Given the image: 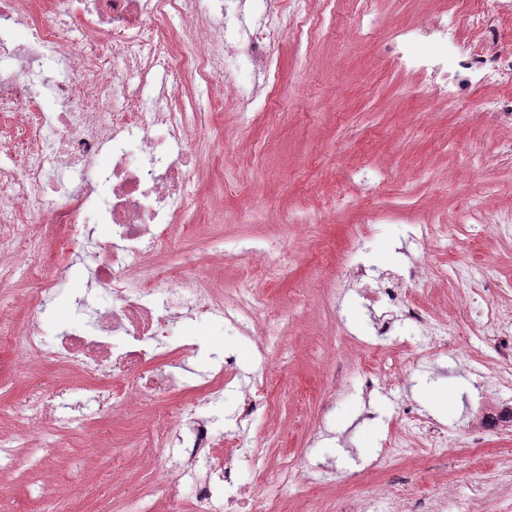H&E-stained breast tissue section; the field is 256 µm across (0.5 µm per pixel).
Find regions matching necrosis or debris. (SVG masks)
Returning a JSON list of instances; mask_svg holds the SVG:
<instances>
[{
    "label": "necrosis or debris",
    "mask_w": 512,
    "mask_h": 512,
    "mask_svg": "<svg viewBox=\"0 0 512 512\" xmlns=\"http://www.w3.org/2000/svg\"><path fill=\"white\" fill-rule=\"evenodd\" d=\"M235 0L212 12L206 0H0V113L8 137L0 140V286L11 268L36 270L25 295L37 314L14 327L0 306V334L12 336V375L26 379L11 407L12 430L0 429V471L13 468L18 449L50 428L59 441L47 455L64 460L74 426L124 419L145 403L181 397V404L152 427L159 464L147 467L124 493L123 512H145L157 492L174 508L195 512H280L271 497L253 502L224 460V424L213 411L238 375L236 360L218 359L210 376L195 380L188 362L199 347L181 341L182 320L202 321L243 312L251 326L268 318L253 288L225 298L199 274L161 271L154 258L186 213L185 189L203 166L193 144L185 78L203 82L209 109L234 100L248 111L253 96L226 83L224 69L238 63L269 69L283 33L288 0L266 9V25L232 44L216 16L232 20ZM504 6L454 0L450 24L419 23L390 39L402 68L440 80L449 101L473 84L512 83V52L499 47ZM182 21L169 27L168 17ZM465 25L474 40L455 68L411 51L413 42ZM27 38H19L20 30ZM170 81L153 87L157 71ZM110 155L101 166L102 155ZM58 224L61 236L31 240V224ZM110 228L106 243L92 225ZM90 261L92 279L111 302L85 320L49 328L43 322L63 289L75 250ZM425 267L415 261L378 288L377 300L398 307L431 344L448 337V323L411 303L402 290ZM43 370L77 373L52 388L32 382Z\"/></svg>",
    "instance_id": "4bbe7bcc"
}]
</instances>
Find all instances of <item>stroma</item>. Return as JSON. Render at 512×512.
Wrapping results in <instances>:
<instances>
[{"label":"stroma","instance_id":"stroma-1","mask_svg":"<svg viewBox=\"0 0 512 512\" xmlns=\"http://www.w3.org/2000/svg\"><path fill=\"white\" fill-rule=\"evenodd\" d=\"M303 8L316 29L282 37L270 75L226 74L257 87V98L247 113L229 101L206 113L197 139L216 133L224 152L189 185L186 223L158 258L172 267L194 263L228 294L252 282L268 301L278 363L272 404L247 430L262 455L240 457L230 438L224 456L253 500L277 497L286 512H313L311 496L259 472L293 455L335 471V484L321 490L329 512H388L399 493L418 499L423 512H457L460 500L477 502V512H512V475L499 464L512 435L484 427L488 413L512 400V380L483 388L500 340L483 334L487 296L453 279L467 256L512 291V240L462 222L467 201L485 191L491 211L512 210V156L501 151L512 142V123L479 109L512 87L475 86L451 104L394 66L390 36L447 21L448 0H303ZM445 222L460 226L452 238L418 232ZM422 257L428 269L407 297L437 315L463 300L469 306L449 323L452 340L431 350L402 323L392 335H373L382 308L348 279L359 266L386 273ZM89 286L84 266L74 265L48 325L75 321V299ZM183 329L200 347L195 373H207L217 355L234 356L245 375L257 368L256 343L228 321ZM459 334L483 354L480 371L457 353ZM386 366L395 376L389 388L380 375ZM404 408L447 430L446 454L422 451L410 438L409 462H394L390 442ZM150 414L145 408L131 423L73 432L65 472L19 456L0 479V505L30 512L37 491L66 481L71 492L59 512H111L115 483L157 459L138 432Z\"/></svg>","mask_w":512,"mask_h":512}]
</instances>
